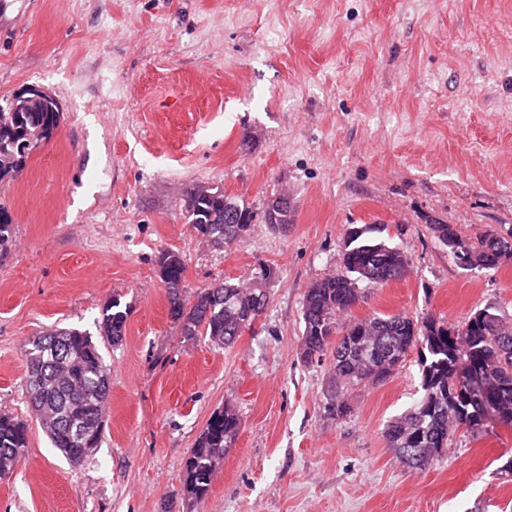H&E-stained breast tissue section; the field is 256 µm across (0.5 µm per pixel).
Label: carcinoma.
<instances>
[{
  "instance_id": "cac0c4a2",
  "label": "carcinoma",
  "mask_w": 512,
  "mask_h": 512,
  "mask_svg": "<svg viewBox=\"0 0 512 512\" xmlns=\"http://www.w3.org/2000/svg\"><path fill=\"white\" fill-rule=\"evenodd\" d=\"M13 101L22 112H0V181L15 172L41 142L59 127L62 113L53 97L26 104L17 94ZM184 207L186 223L206 240L231 246L251 225L269 223L266 211H257L230 195H200L192 189ZM384 225L364 224L348 234L343 269L310 285L304 295L300 357L309 363L330 356L325 412L334 418L350 414L349 391L390 377L408 351L421 344L422 395L415 406L388 423L383 431L387 447L400 460L426 469L446 454L456 431H482L477 414L488 407L494 418L512 426V327L496 309L484 311L492 319L476 326L446 327L435 319L373 314L352 317V306L368 298L366 287H383L409 264L407 255L384 236ZM512 232L497 243L484 237L467 242L472 268L495 269L509 260L502 246ZM157 264L168 290L170 314L182 324L188 340L200 337L218 346L232 344L254 298L251 287L222 281L201 289L192 305L182 298L185 264L172 251L159 252ZM127 311L120 299L103 313L100 328L117 345L123 341ZM380 349L378 358L364 356L363 342ZM26 392L37 420L56 448L69 462L79 463L98 447L103 409L111 386L105 357L85 331L57 328L28 342ZM241 428L236 409L226 405L215 411L195 440L180 479L183 498L198 501L206 496L218 464L235 444ZM28 447L27 423L0 414V478L6 477Z\"/></svg>"
}]
</instances>
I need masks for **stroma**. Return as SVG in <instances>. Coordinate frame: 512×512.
Wrapping results in <instances>:
<instances>
[{"mask_svg": "<svg viewBox=\"0 0 512 512\" xmlns=\"http://www.w3.org/2000/svg\"><path fill=\"white\" fill-rule=\"evenodd\" d=\"M31 87L63 115L0 181V413L29 425L0 512H512V428L457 432L422 471L388 448L421 396L418 348L339 420L328 362L299 357L305 291L340 271L355 225H385L410 268L354 317L512 318V262L462 269L436 230L512 232V0H0V101ZM199 185L260 210L287 193L291 222L214 247L183 219ZM163 250L184 259L187 300L272 268L267 308L232 346L185 339ZM116 296L118 346L99 330ZM61 327L110 366L101 442L77 466L24 388L25 344ZM227 403L238 439L185 504V460Z\"/></svg>", "mask_w": 512, "mask_h": 512, "instance_id": "35a3bbf8", "label": "stroma"}]
</instances>
